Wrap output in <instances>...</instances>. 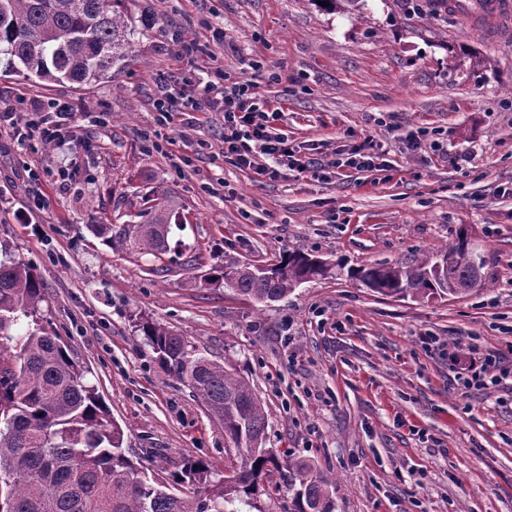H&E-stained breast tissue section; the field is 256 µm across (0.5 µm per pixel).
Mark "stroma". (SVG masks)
Segmentation results:
<instances>
[{
	"label": "stroma",
	"mask_w": 512,
	"mask_h": 512,
	"mask_svg": "<svg viewBox=\"0 0 512 512\" xmlns=\"http://www.w3.org/2000/svg\"><path fill=\"white\" fill-rule=\"evenodd\" d=\"M134 58L77 86L0 72L17 96L69 101L74 140L21 144L0 128V251L36 268L50 327L84 366L148 475L191 460L224 474V429L138 329L164 324L248 378L266 447L335 478L337 512H512V380L460 396L474 353L512 357V23L469 29L434 0H126ZM491 66L474 69L476 58ZM254 76L282 107L297 158L373 137L388 170H282L224 157V115L163 117L175 83L204 100L206 72ZM422 133V151L401 137ZM176 140L157 151V135ZM164 189L189 220L167 271L100 245L92 224L140 223ZM44 194L38 209L33 197ZM487 290L387 298L342 275L256 304L212 270L301 251L345 269L438 255L460 227Z\"/></svg>",
	"instance_id": "1"
}]
</instances>
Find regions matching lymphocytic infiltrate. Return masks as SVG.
I'll return each mask as SVG.
<instances>
[{
    "label": "lymphocytic infiltrate",
    "instance_id": "1",
    "mask_svg": "<svg viewBox=\"0 0 512 512\" xmlns=\"http://www.w3.org/2000/svg\"><path fill=\"white\" fill-rule=\"evenodd\" d=\"M207 98L204 103L184 101L180 93L168 88L154 99L155 111L171 112H220L224 115V155L236 165L244 168H259L261 175L274 177L278 163H286L289 170L300 173H320L326 167L347 166L360 172L382 171L386 165L372 138L353 143L345 160L329 162L311 158L296 159L295 149L286 135L276 132L270 124L273 103L258 90V84L251 79L226 85L223 69H216L205 84ZM41 104H31L26 110L25 121H18L15 110L0 112V125L11 126L17 141L38 140L43 143L65 138L67 121L71 114L68 104H54V118L45 121L41 117ZM272 159V166H258V156ZM512 379V363L498 354L487 353L472 358L468 365L455 373L451 384L460 394L473 390H487L499 386L504 380Z\"/></svg>",
    "mask_w": 512,
    "mask_h": 512
}]
</instances>
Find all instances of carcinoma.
Instances as JSON below:
<instances>
[{
	"instance_id": "1",
	"label": "carcinoma",
	"mask_w": 512,
	"mask_h": 512,
	"mask_svg": "<svg viewBox=\"0 0 512 512\" xmlns=\"http://www.w3.org/2000/svg\"><path fill=\"white\" fill-rule=\"evenodd\" d=\"M125 0H0V63L6 73L57 82L92 83L121 72L135 48L136 27ZM183 228L175 198L156 196L140 224H92L114 250L150 255L172 251ZM464 234L444 249L448 275L425 258L409 266L370 265L348 271L371 292L424 300L455 295L469 282L486 287L483 256L468 258ZM303 252H292L247 272L241 265L218 275L224 287L258 303L280 301L297 285L341 274ZM41 279L32 266L0 259V512H239L235 503L257 496L263 475L286 473L284 512H336V481L313 466L282 459L263 443L267 417L242 375L197 352L184 337L153 321L139 331L163 367L188 383L224 427L236 464L214 480L202 462L189 464L176 484L198 487L178 495L129 457L123 432L74 361L61 336L43 324Z\"/></svg>"
}]
</instances>
